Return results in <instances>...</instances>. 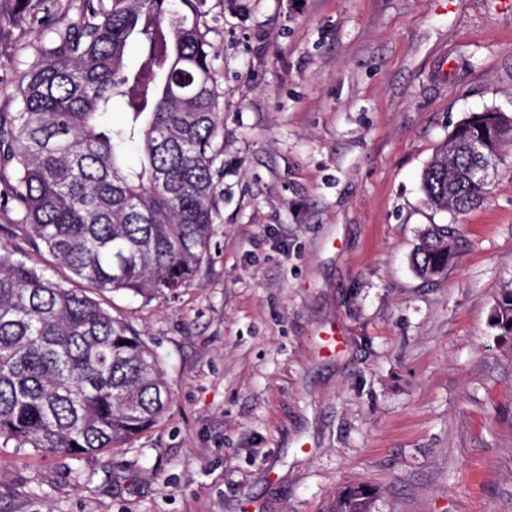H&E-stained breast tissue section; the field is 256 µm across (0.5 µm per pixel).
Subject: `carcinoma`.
Masks as SVG:
<instances>
[{"label": "carcinoma", "mask_w": 512, "mask_h": 512, "mask_svg": "<svg viewBox=\"0 0 512 512\" xmlns=\"http://www.w3.org/2000/svg\"><path fill=\"white\" fill-rule=\"evenodd\" d=\"M46 0H0V43L41 28L49 58L0 115V206L21 216L13 235L44 248L70 280L145 300L189 287L215 234L217 140L224 113L201 0H81L77 26L49 23ZM137 55L128 57L130 43ZM121 103L123 118L112 119ZM512 115L462 120L426 165L421 188L439 211L481 206ZM136 147L139 159L127 163ZM454 228L423 230L412 262L448 270ZM493 326L512 335V283ZM171 398L162 358L81 288L53 280L0 246V444L79 459L155 426ZM372 490H343L335 512H371Z\"/></svg>", "instance_id": "carcinoma-1"}]
</instances>
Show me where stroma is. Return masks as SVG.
Masks as SVG:
<instances>
[{
  "instance_id": "obj_1",
  "label": "stroma",
  "mask_w": 512,
  "mask_h": 512,
  "mask_svg": "<svg viewBox=\"0 0 512 512\" xmlns=\"http://www.w3.org/2000/svg\"><path fill=\"white\" fill-rule=\"evenodd\" d=\"M223 94L218 218L193 284L92 291L164 359L163 419L73 460L0 446V512H512V144L459 217L420 176L469 113L512 114V0H204ZM31 32L0 77L46 60ZM0 245L68 282L46 251ZM456 223L446 274L411 256ZM493 326L503 336L512 335V282L502 289L496 300L493 311ZM372 490L366 485L343 490L336 499L335 512H371Z\"/></svg>"
}]
</instances>
